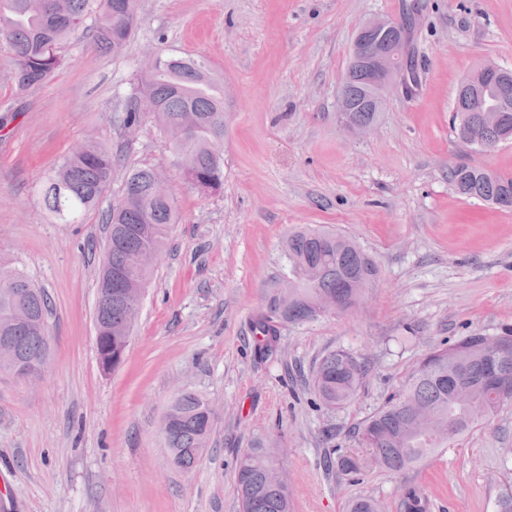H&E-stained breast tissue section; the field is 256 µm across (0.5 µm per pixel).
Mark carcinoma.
Wrapping results in <instances>:
<instances>
[{"label":"carcinoma","instance_id":"carcinoma-1","mask_svg":"<svg viewBox=\"0 0 512 512\" xmlns=\"http://www.w3.org/2000/svg\"><path fill=\"white\" fill-rule=\"evenodd\" d=\"M92 46L101 52L121 51L138 26L140 0H96ZM89 0H0V39L12 47L16 69L14 82L23 93L45 84L61 64L59 49L83 23ZM340 88L351 105L346 113L356 123L374 124L379 113L371 108L377 90L359 70H348ZM151 97L156 116L166 128L191 130L172 149L189 181L202 193L224 186V91L195 60L170 57L159 60L152 73L141 78L128 97L124 124L139 123L138 100ZM457 138L482 150L512 139V111L501 113L495 126L483 122L482 113L465 118L452 115ZM112 151L90 142L67 155L43 185L46 208L55 217L79 222L95 207L112 184ZM158 173L149 167L129 171L120 197L105 214L109 236L98 279V299L108 302L98 317L97 350L103 369L116 368L123 360L133 326L128 322L129 299L134 290H145L151 270L138 261L144 249L159 252L169 228L177 221L173 193L157 189ZM456 190L467 197L496 202L512 195V177L472 166L450 171ZM294 279L278 288L267 312L252 318L255 355H273L282 321L301 322L321 315L318 303L333 297L342 308L358 298V283L374 267L356 244L339 232L298 228L286 241ZM48 298L23 270L0 262V343L11 349L12 365L31 358H48ZM474 334L452 348L435 349L420 361L400 390L358 428V435L378 466L402 475L440 449L489 421L508 403L490 380L491 370L502 359L482 345ZM365 365L345 350L325 354L311 378L315 395L326 406L346 404L358 392ZM207 403L195 393L181 394L171 405L167 433L174 464L190 469L206 449L212 420L205 419ZM274 461L263 454L246 453L238 463L237 485L242 512H290V495L268 485L266 473ZM360 474L349 456L336 458V475L352 481ZM428 501L415 488L406 489L403 512H427Z\"/></svg>","mask_w":512,"mask_h":512}]
</instances>
